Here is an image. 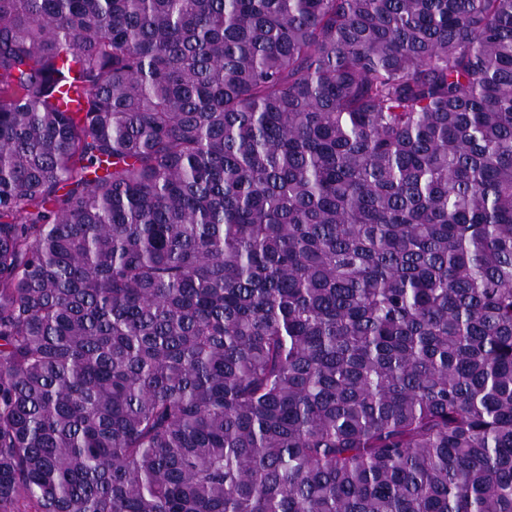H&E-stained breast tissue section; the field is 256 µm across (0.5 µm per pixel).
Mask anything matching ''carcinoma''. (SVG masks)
<instances>
[{
    "label": "carcinoma",
    "instance_id": "cac0c4a2",
    "mask_svg": "<svg viewBox=\"0 0 512 512\" xmlns=\"http://www.w3.org/2000/svg\"><path fill=\"white\" fill-rule=\"evenodd\" d=\"M0 512H512V0H0Z\"/></svg>",
    "mask_w": 512,
    "mask_h": 512
}]
</instances>
